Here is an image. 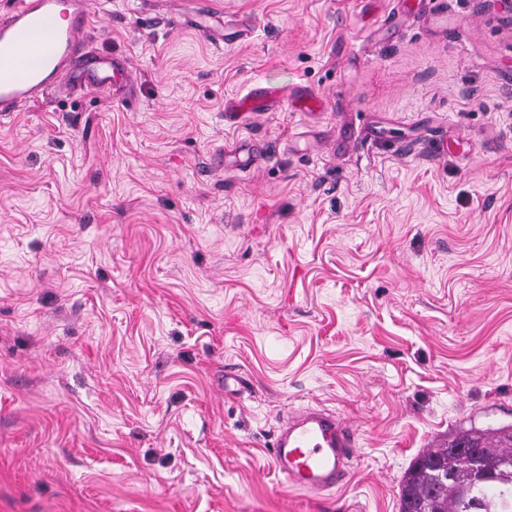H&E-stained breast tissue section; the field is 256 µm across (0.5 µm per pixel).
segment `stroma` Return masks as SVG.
<instances>
[{
  "label": "stroma",
  "mask_w": 512,
  "mask_h": 512,
  "mask_svg": "<svg viewBox=\"0 0 512 512\" xmlns=\"http://www.w3.org/2000/svg\"><path fill=\"white\" fill-rule=\"evenodd\" d=\"M201 1L250 36L92 0L126 76L0 119V512H398L512 424V11ZM266 86L324 108L225 118ZM308 406L360 434L321 496L272 462Z\"/></svg>",
  "instance_id": "35a3bbf8"
}]
</instances>
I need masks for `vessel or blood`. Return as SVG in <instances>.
I'll use <instances>...</instances> for the list:
<instances>
[{
  "label": "vessel or blood",
  "mask_w": 512,
  "mask_h": 512,
  "mask_svg": "<svg viewBox=\"0 0 512 512\" xmlns=\"http://www.w3.org/2000/svg\"><path fill=\"white\" fill-rule=\"evenodd\" d=\"M90 0H13L0 13V116L58 92L107 90L125 74L123 59L88 50ZM271 88L229 98L228 115L264 110L278 98ZM358 446L347 421L326 409L301 408L277 426L272 444L275 468L290 488L312 495L336 489L346 477Z\"/></svg>",
  "instance_id": "vessel-or-blood-1"
}]
</instances>
